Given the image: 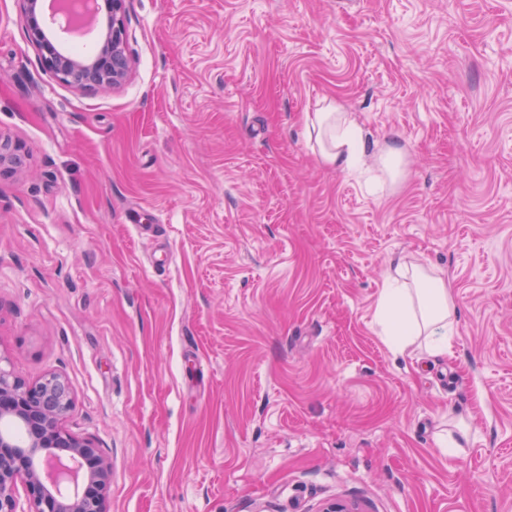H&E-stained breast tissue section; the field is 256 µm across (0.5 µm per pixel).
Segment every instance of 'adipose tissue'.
<instances>
[{
  "mask_svg": "<svg viewBox=\"0 0 512 512\" xmlns=\"http://www.w3.org/2000/svg\"><path fill=\"white\" fill-rule=\"evenodd\" d=\"M303 126L315 138L325 165L346 171L364 162L363 130L340 104L304 113ZM377 317L380 337L395 354L405 355L413 346L431 355L453 352L456 303L443 276L418 265H396L379 297Z\"/></svg>",
  "mask_w": 512,
  "mask_h": 512,
  "instance_id": "1",
  "label": "adipose tissue"
}]
</instances>
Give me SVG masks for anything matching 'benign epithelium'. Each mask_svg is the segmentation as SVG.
Segmentation results:
<instances>
[{
  "label": "benign epithelium",
  "mask_w": 512,
  "mask_h": 512,
  "mask_svg": "<svg viewBox=\"0 0 512 512\" xmlns=\"http://www.w3.org/2000/svg\"><path fill=\"white\" fill-rule=\"evenodd\" d=\"M29 41L43 67L60 81L115 89L128 78L125 54L126 0H107L109 23L93 58L82 60L60 51L43 28L42 0H19ZM21 143L0 139V170L19 165ZM72 407L66 382L49 375L25 383L0 368V420L22 425L27 444L0 433V512H107L112 462L85 438L67 431L64 415ZM26 492V505L17 496Z\"/></svg>",
  "instance_id": "1"
}]
</instances>
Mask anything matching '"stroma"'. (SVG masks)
I'll return each instance as SVG.
<instances>
[{
	"label": "stroma",
	"instance_id": "obj_1",
	"mask_svg": "<svg viewBox=\"0 0 512 512\" xmlns=\"http://www.w3.org/2000/svg\"><path fill=\"white\" fill-rule=\"evenodd\" d=\"M126 30L127 81L83 89L0 0V368L66 379L108 512H512V0H127ZM327 100L401 182L320 161ZM401 260L447 279L453 356L382 342Z\"/></svg>",
	"mask_w": 512,
	"mask_h": 512
}]
</instances>
